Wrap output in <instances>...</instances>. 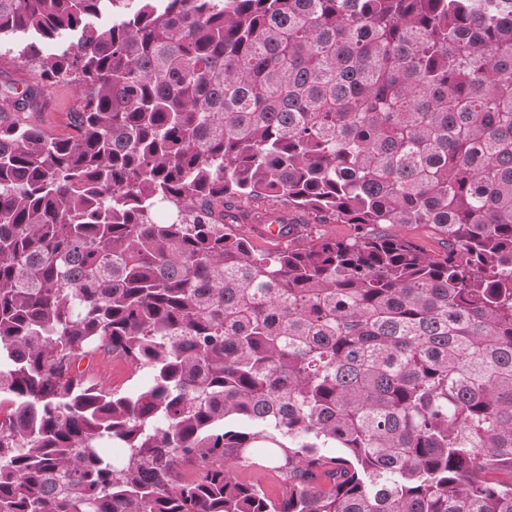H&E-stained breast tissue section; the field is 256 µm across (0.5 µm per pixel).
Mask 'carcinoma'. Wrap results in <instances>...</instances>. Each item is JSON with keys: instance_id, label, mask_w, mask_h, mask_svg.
Returning a JSON list of instances; mask_svg holds the SVG:
<instances>
[{"instance_id": "carcinoma-1", "label": "carcinoma", "mask_w": 512, "mask_h": 512, "mask_svg": "<svg viewBox=\"0 0 512 512\" xmlns=\"http://www.w3.org/2000/svg\"><path fill=\"white\" fill-rule=\"evenodd\" d=\"M127 5L0 0V512H512V0ZM37 79L36 70L17 58L16 45L12 42L5 43L2 41L0 46V85L7 83L17 88L20 82H27L30 85L35 83ZM44 106L41 112H31L26 120L47 131L64 136L71 132L70 113L75 112L79 103L76 89L67 83H60L45 90ZM256 209H257L256 205L251 204V205L244 206L243 204H241L238 207V215H239L238 222L239 223H228L226 221V224H239L237 229H239V231L241 233L247 235L251 239V242L256 250H258V251L277 250L278 248L283 246V244L277 245L275 243H270V242L260 240L259 238L265 239L268 241H273V242H283L287 238L277 233V229H276L275 225H271L270 228H268V229L264 228L263 225H257V226H254L253 230H251V228H250V225L252 224L251 218H250V216L247 217L246 215H248V214L250 215V213H252V210H256ZM404 232L414 240L421 248L431 255H438L443 252L444 240L442 236L423 224H412L404 229ZM92 377L104 388L119 393L143 390L152 383V372L149 369L135 371L123 361L103 356L94 362Z\"/></svg>"}]
</instances>
